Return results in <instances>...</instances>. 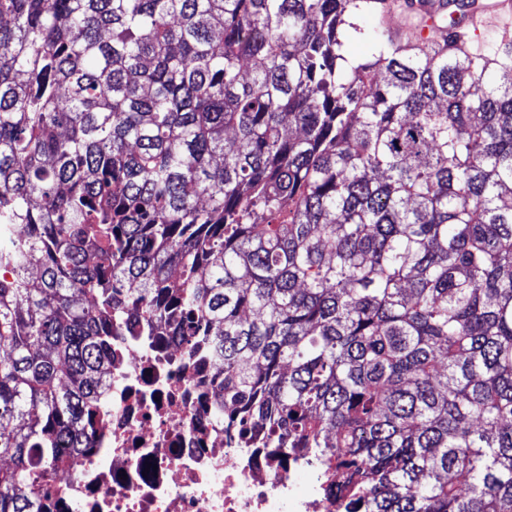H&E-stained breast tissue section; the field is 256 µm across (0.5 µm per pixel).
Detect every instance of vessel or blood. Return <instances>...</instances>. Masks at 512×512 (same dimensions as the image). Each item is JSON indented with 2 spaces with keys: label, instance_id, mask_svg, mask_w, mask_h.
<instances>
[{
  "label": "vessel or blood",
  "instance_id": "vessel-or-blood-1",
  "mask_svg": "<svg viewBox=\"0 0 512 512\" xmlns=\"http://www.w3.org/2000/svg\"><path fill=\"white\" fill-rule=\"evenodd\" d=\"M447 10V0H389L388 16L392 36L399 42L412 37L422 40L432 36L447 37V26L436 22L437 17ZM511 15L512 0H490L483 9L472 12L468 21L478 27L484 25L489 17L503 18V33L512 36V24L507 21Z\"/></svg>",
  "mask_w": 512,
  "mask_h": 512
}]
</instances>
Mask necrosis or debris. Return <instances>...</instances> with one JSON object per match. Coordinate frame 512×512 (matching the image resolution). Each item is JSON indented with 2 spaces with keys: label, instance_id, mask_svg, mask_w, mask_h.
Instances as JSON below:
<instances>
[{
  "label": "necrosis or debris",
  "instance_id": "obj_1",
  "mask_svg": "<svg viewBox=\"0 0 512 512\" xmlns=\"http://www.w3.org/2000/svg\"><path fill=\"white\" fill-rule=\"evenodd\" d=\"M216 372L175 338L113 337L92 447L49 476L51 512H334L320 479L213 415Z\"/></svg>",
  "mask_w": 512,
  "mask_h": 512
}]
</instances>
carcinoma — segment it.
Wrapping results in <instances>:
<instances>
[{"label": "carcinoma", "instance_id": "1", "mask_svg": "<svg viewBox=\"0 0 512 512\" xmlns=\"http://www.w3.org/2000/svg\"><path fill=\"white\" fill-rule=\"evenodd\" d=\"M383 2L0 0V512L91 447L120 325L336 512H512V43L341 68ZM357 28L355 31L347 26L343 32V54L352 63H364L374 52V44L370 33L373 22L365 14H354L348 19Z\"/></svg>", "mask_w": 512, "mask_h": 512}]
</instances>
